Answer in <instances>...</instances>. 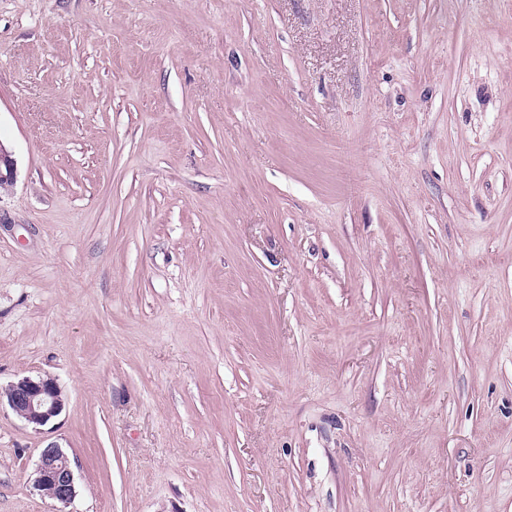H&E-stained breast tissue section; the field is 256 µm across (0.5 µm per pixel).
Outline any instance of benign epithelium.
<instances>
[{
    "instance_id": "obj_1",
    "label": "benign epithelium",
    "mask_w": 512,
    "mask_h": 512,
    "mask_svg": "<svg viewBox=\"0 0 512 512\" xmlns=\"http://www.w3.org/2000/svg\"><path fill=\"white\" fill-rule=\"evenodd\" d=\"M10 409L26 424L37 429L58 417L65 401L57 381L51 377H24L6 390ZM34 488L68 507L77 497L75 474L70 460L56 443L44 447L35 465Z\"/></svg>"
}]
</instances>
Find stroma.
<instances>
[{"label":"stroma","mask_w":512,"mask_h":512,"mask_svg":"<svg viewBox=\"0 0 512 512\" xmlns=\"http://www.w3.org/2000/svg\"><path fill=\"white\" fill-rule=\"evenodd\" d=\"M0 512H512V0H0ZM10 409L33 428L47 425L64 409L59 384L51 377H24L11 383L6 392ZM34 488L47 494L64 508L77 497L75 474L70 460L56 443L44 447L35 465Z\"/></svg>","instance_id":"35a3bbf8"}]
</instances>
